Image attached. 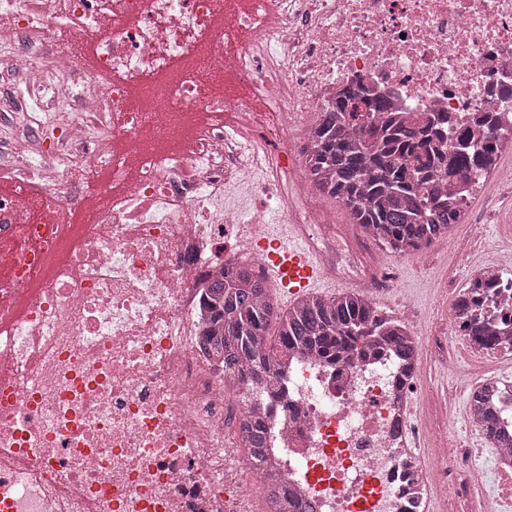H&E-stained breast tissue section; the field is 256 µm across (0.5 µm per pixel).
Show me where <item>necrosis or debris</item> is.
Instances as JSON below:
<instances>
[{
  "label": "necrosis or debris",
  "mask_w": 512,
  "mask_h": 512,
  "mask_svg": "<svg viewBox=\"0 0 512 512\" xmlns=\"http://www.w3.org/2000/svg\"><path fill=\"white\" fill-rule=\"evenodd\" d=\"M223 5L0 0V123L36 103L68 115L45 150L61 183L0 201L18 243L0 308L20 311L0 325V512H265L267 481L307 512H512V248L437 283L452 305L434 329L409 303L389 309L410 359L294 351L270 383L245 382L204 335L211 285L261 258L247 243L265 209L241 220L228 184L312 230L327 277L392 286L374 240L346 237L316 201L307 117L358 83L434 119L444 145L512 154V0H255L231 33L214 25ZM229 62L243 91L214 96ZM453 190L512 193V174L474 170ZM91 191L102 208L43 270L29 242L53 248L59 210ZM36 274L31 296L19 284ZM430 357L456 377L446 394ZM251 412L262 471L243 446Z\"/></svg>",
  "instance_id": "1"
}]
</instances>
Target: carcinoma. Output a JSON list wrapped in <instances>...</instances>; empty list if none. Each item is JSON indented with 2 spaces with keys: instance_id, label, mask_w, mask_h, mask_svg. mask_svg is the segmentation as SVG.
<instances>
[{
  "instance_id": "obj_1",
  "label": "carcinoma",
  "mask_w": 512,
  "mask_h": 512,
  "mask_svg": "<svg viewBox=\"0 0 512 512\" xmlns=\"http://www.w3.org/2000/svg\"><path fill=\"white\" fill-rule=\"evenodd\" d=\"M389 110L386 98L348 88L312 126L309 164L315 188L342 202L362 232L409 252L443 238L458 223L459 207L467 202L451 197L448 176L488 167L495 159L481 142L440 149L429 129L396 124ZM211 301L208 341L224 366L240 370L243 378L272 374L278 357L292 349L333 362L354 350L359 326L369 328L367 349L389 344L408 358L414 355L409 335L383 321L360 294H309L284 310L263 272L242 265L215 284ZM247 443L253 462L261 465V422L252 424Z\"/></svg>"
}]
</instances>
